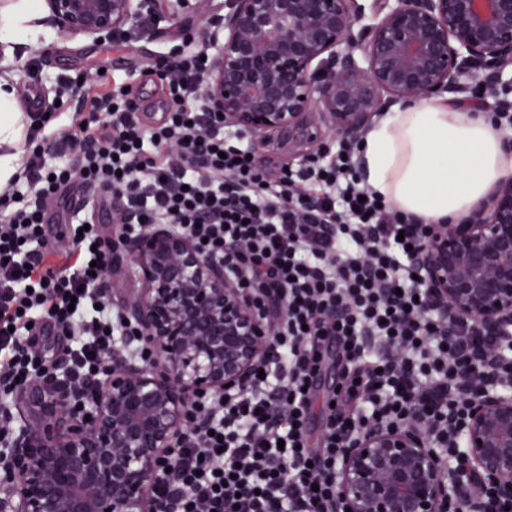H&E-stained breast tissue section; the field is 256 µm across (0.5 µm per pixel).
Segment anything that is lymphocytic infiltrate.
Listing matches in <instances>:
<instances>
[{
	"label": "lymphocytic infiltrate",
	"instance_id": "1",
	"mask_svg": "<svg viewBox=\"0 0 512 512\" xmlns=\"http://www.w3.org/2000/svg\"><path fill=\"white\" fill-rule=\"evenodd\" d=\"M201 56L182 54L167 78L163 123L144 126L130 90L83 99L16 174L31 198L19 204L15 189L0 193V512L10 506L17 385L61 363L68 385L87 391L113 346L150 355L110 300L106 274L116 258L92 216L66 225L64 265L47 260L54 247L41 200L75 177L122 200L116 235L170 224L205 257L223 260L274 329L263 377L194 399L195 421L153 487L155 512H334L336 467L368 428L411 419L453 457L462 390L512 384V345L475 371L463 350L489 339L469 324L448 329L418 289L413 251L428 226L392 212L363 183L357 144L271 176L240 132L203 124ZM69 148L80 151L73 164L46 166L47 151ZM330 360L338 389L326 396L315 436L316 377Z\"/></svg>",
	"mask_w": 512,
	"mask_h": 512
}]
</instances>
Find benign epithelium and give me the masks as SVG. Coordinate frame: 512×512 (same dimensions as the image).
<instances>
[{
    "instance_id": "obj_1",
    "label": "benign epithelium",
    "mask_w": 512,
    "mask_h": 512,
    "mask_svg": "<svg viewBox=\"0 0 512 512\" xmlns=\"http://www.w3.org/2000/svg\"><path fill=\"white\" fill-rule=\"evenodd\" d=\"M43 2L37 24L60 41L110 43L145 14L155 28L184 13L206 18L203 110L255 136L288 135L304 161L330 137L360 139L395 106L463 100L475 77L486 95L512 85V0ZM4 60L0 44V76L23 91L24 69ZM112 250L140 284L123 313L152 359L115 346L88 395L59 375L15 391L27 416L12 453L14 512H154L158 470L194 397L244 387L270 355L273 330L251 293L189 236L150 224L112 239ZM415 265L448 317L512 340V177L466 223L432 225ZM457 428L467 470L512 496V394L481 385ZM452 478L432 441L407 425L377 426L346 449L336 512H449Z\"/></svg>"
}]
</instances>
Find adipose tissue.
Here are the masks:
<instances>
[{"instance_id": "obj_1", "label": "adipose tissue", "mask_w": 512, "mask_h": 512, "mask_svg": "<svg viewBox=\"0 0 512 512\" xmlns=\"http://www.w3.org/2000/svg\"><path fill=\"white\" fill-rule=\"evenodd\" d=\"M366 184L427 224H453L512 173V147L480 112L446 102L386 113L360 150Z\"/></svg>"}]
</instances>
